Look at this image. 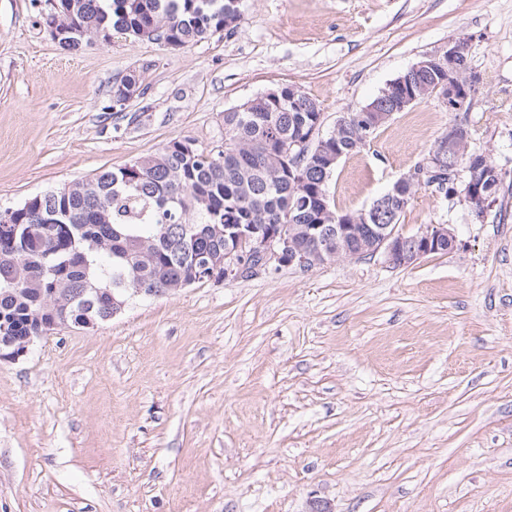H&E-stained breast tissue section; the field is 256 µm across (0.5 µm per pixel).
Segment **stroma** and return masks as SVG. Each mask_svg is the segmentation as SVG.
I'll return each mask as SVG.
<instances>
[{"label": "stroma", "instance_id": "stroma-1", "mask_svg": "<svg viewBox=\"0 0 512 512\" xmlns=\"http://www.w3.org/2000/svg\"><path fill=\"white\" fill-rule=\"evenodd\" d=\"M53 3L0 0V210L171 141L217 148L225 110L284 85L328 133L459 38L470 107L395 113L327 191L370 207L455 124L503 180L479 218L417 189L403 232L448 225L450 253L139 295L1 361L0 512H512V0H241L189 48L116 32L72 52Z\"/></svg>", "mask_w": 512, "mask_h": 512}]
</instances>
